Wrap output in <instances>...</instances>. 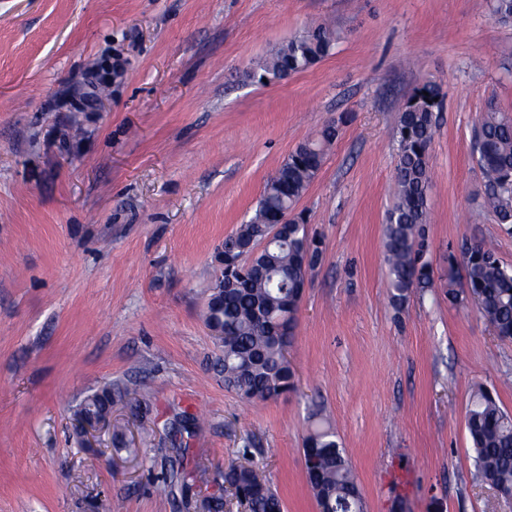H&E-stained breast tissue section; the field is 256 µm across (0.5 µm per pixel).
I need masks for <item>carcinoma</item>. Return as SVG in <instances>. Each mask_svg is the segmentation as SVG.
Listing matches in <instances>:
<instances>
[{"instance_id": "obj_1", "label": "carcinoma", "mask_w": 512, "mask_h": 512, "mask_svg": "<svg viewBox=\"0 0 512 512\" xmlns=\"http://www.w3.org/2000/svg\"><path fill=\"white\" fill-rule=\"evenodd\" d=\"M338 37L325 22L311 23L287 43L270 51L258 63V71L244 78L268 83L307 70L333 50ZM442 110V93L432 83L416 89L405 103L395 129L397 166L393 204L384 225V261L388 288L396 306L406 303L414 288L433 284V269L426 258L425 224L431 182L429 149ZM339 125H325L316 137L301 143L267 180L249 219L224 239L221 251L239 258L232 276L224 283V268H216L207 302L206 325L222 327L217 338L221 354L214 369L224 385L242 398L267 401L295 389L294 373L287 357L288 339L297 320L307 272L322 257L321 241L310 232L302 215H292L288 233L254 259L242 247L256 244L293 210L322 168L327 147L337 138ZM478 164L487 177L484 208L503 231L512 234V117L496 110L481 119L476 138ZM465 284L457 287L451 271L457 257L448 252V301L474 302L477 312L502 339H512V268L505 265L493 247L474 240L463 254ZM136 396L143 414L150 412L138 389L106 385L80 405V411L95 415L112 409L118 401ZM466 428L476 476L512 492V414L504 411L491 391L480 387L473 394L466 415ZM304 447L334 448L321 464L307 473V481L319 512H364L363 499L352 465L336 432L329 427L312 430ZM224 485L247 491L248 512H283L278 495L257 471L246 465L224 472Z\"/></svg>"}]
</instances>
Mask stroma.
I'll return each mask as SVG.
<instances>
[{
	"mask_svg": "<svg viewBox=\"0 0 512 512\" xmlns=\"http://www.w3.org/2000/svg\"><path fill=\"white\" fill-rule=\"evenodd\" d=\"M330 55L282 81L244 74L309 18ZM123 72L94 100L90 67ZM443 93L426 225L434 284L396 310L383 225L393 131L413 90ZM512 114V25L489 0H0V512H199L251 457L284 512H318L302 446L333 425L365 512H512L475 475L477 386L512 413V341L450 304L449 252L512 235L482 207L475 132ZM338 138L297 208L323 239L288 358L300 390L249 403L213 368L201 313L226 236L267 179L331 121ZM146 383L152 412L113 406L130 449L80 447L81 402ZM188 452L155 455L181 416ZM202 465L194 481L162 479Z\"/></svg>",
	"mask_w": 512,
	"mask_h": 512,
	"instance_id": "stroma-1",
	"label": "stroma"
}]
</instances>
